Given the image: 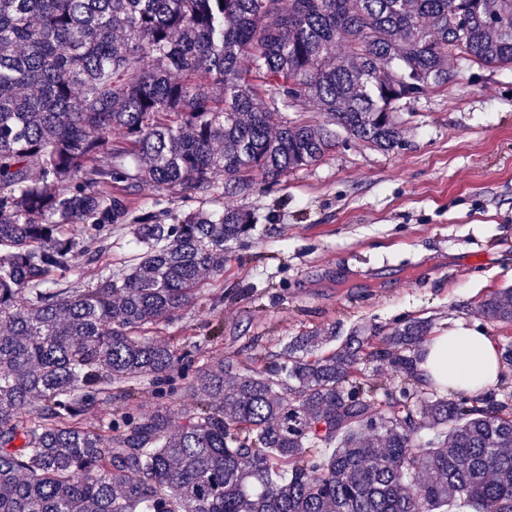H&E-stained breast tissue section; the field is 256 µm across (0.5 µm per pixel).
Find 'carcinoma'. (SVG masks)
Listing matches in <instances>:
<instances>
[{"mask_svg": "<svg viewBox=\"0 0 512 512\" xmlns=\"http://www.w3.org/2000/svg\"><path fill=\"white\" fill-rule=\"evenodd\" d=\"M461 60L512 67V0H0V512H512L509 406L418 393L427 321L386 349L302 336L270 368L201 367L178 426L165 407L88 424L115 389L186 376L143 334L254 220L134 216L135 188L247 197L338 128L391 151L399 104ZM311 101L322 121L285 117ZM122 228L128 260L64 281ZM481 311L511 322L512 288ZM381 361L395 394L357 378Z\"/></svg>", "mask_w": 512, "mask_h": 512, "instance_id": "cac0c4a2", "label": "carcinoma"}]
</instances>
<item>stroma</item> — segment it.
Here are the masks:
<instances>
[{
  "mask_svg": "<svg viewBox=\"0 0 512 512\" xmlns=\"http://www.w3.org/2000/svg\"><path fill=\"white\" fill-rule=\"evenodd\" d=\"M402 145L379 150L340 134L317 163L266 191L237 198L253 213L250 236L224 255V273L179 318L150 329L155 345L247 372L282 362L285 344L319 335L326 354L355 333L383 348L412 319L431 336L472 328L498 348L512 322L480 310L512 286V69L458 67L453 83L402 105ZM134 214L222 208L215 195H131ZM137 386L132 407L192 413L195 393Z\"/></svg>",
  "mask_w": 512,
  "mask_h": 512,
  "instance_id": "35a3bbf8",
  "label": "stroma"
}]
</instances>
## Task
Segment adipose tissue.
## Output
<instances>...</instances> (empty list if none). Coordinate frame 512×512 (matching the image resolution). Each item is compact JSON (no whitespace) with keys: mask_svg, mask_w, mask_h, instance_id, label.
<instances>
[{"mask_svg":"<svg viewBox=\"0 0 512 512\" xmlns=\"http://www.w3.org/2000/svg\"><path fill=\"white\" fill-rule=\"evenodd\" d=\"M419 369L427 384L475 395L490 392L502 365L491 337L476 330H452L427 344Z\"/></svg>","mask_w":512,"mask_h":512,"instance_id":"1","label":"adipose tissue"}]
</instances>
